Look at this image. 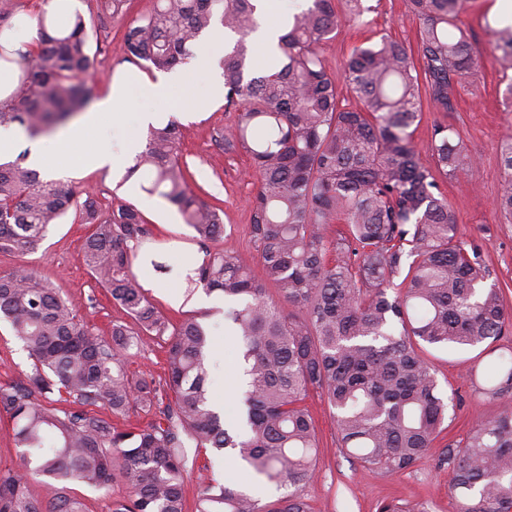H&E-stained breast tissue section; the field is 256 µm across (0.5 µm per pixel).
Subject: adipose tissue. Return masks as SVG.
<instances>
[{
  "mask_svg": "<svg viewBox=\"0 0 512 512\" xmlns=\"http://www.w3.org/2000/svg\"><path fill=\"white\" fill-rule=\"evenodd\" d=\"M128 90L124 83L111 81L107 91L93 108L84 112L80 120L69 127L53 141L55 162L62 169H103L120 168L121 164L144 147V134L150 125L155 124L158 115L150 109L137 114L138 129L130 133L119 147H112L107 134L102 129V120L110 112L126 104ZM83 142L81 152H74L76 142Z\"/></svg>",
  "mask_w": 512,
  "mask_h": 512,
  "instance_id": "1",
  "label": "adipose tissue"
}]
</instances>
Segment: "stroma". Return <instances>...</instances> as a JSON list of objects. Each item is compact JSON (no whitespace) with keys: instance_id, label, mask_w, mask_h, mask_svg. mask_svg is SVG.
Returning a JSON list of instances; mask_svg holds the SVG:
<instances>
[{"instance_id":"stroma-1","label":"stroma","mask_w":512,"mask_h":512,"mask_svg":"<svg viewBox=\"0 0 512 512\" xmlns=\"http://www.w3.org/2000/svg\"><path fill=\"white\" fill-rule=\"evenodd\" d=\"M102 2L74 0L72 5L73 10L83 15L92 43L101 47L95 56L96 92L104 94L110 78L119 73H131L139 79L130 90V105L121 114L106 117L110 136L116 142L126 137L136 124L137 112L146 107L160 112L162 121H176L182 133L180 156L191 173V189L217 198L224 210L222 247L233 249L243 264L257 267L258 253L249 235L250 201L258 189L252 162L247 154L224 152L216 143L218 135L230 133L236 121L235 112L225 109L223 99L209 94V72L198 66L182 68L181 82L171 86L163 96L149 95L141 83L153 80L154 75L126 60L121 32L133 19L150 10L154 0H130L127 12L118 15L104 11ZM490 2L468 0L461 16L478 59L477 72L465 78L454 111L425 110L413 133V141L422 162L428 165L432 159L427 145L434 124H451L460 131L476 166L469 175L441 179V188L455 212L463 239L482 243L490 279L504 289L507 302L512 305V223L495 208L503 179L499 145L512 139V112L503 111L500 106L503 87L495 63L494 40L484 21ZM368 19V27L360 29L348 18H341L335 37L322 45L321 56L335 77H342L353 47L373 33L387 32L407 44H415L419 21L411 12L408 0H380L378 10L369 14ZM43 172L50 178L86 188L105 207L119 200L141 205L146 198L139 181L118 180L106 169L62 172L48 164ZM142 213L152 224L154 235L136 245V253L155 252L176 266L181 263L185 250H198L192 230L164 199H156L154 207H143ZM91 231V225L66 218L52 226L38 251L24 256L0 252V274L22 263L34 267L41 276L55 283L81 316L106 334L113 321L124 322L128 316L85 266L83 245ZM156 279V288L148 290L147 295L171 320H179L187 313L204 312L210 323L223 324V306L206 308L192 297L181 305H172L167 299L168 275L160 273ZM214 355L209 395L212 402L223 406L224 416L230 420L236 414L239 396L234 338L219 335ZM426 357L436 373L441 394L457 393L460 401L449 408L445 429L427 457L398 475L362 468L341 448L333 410L326 397L315 392L309 395L306 405L314 418L320 448L316 475L304 489L313 512H377L381 501L391 499L420 503L425 512H456L451 474L448 469L438 467L437 459L445 445L462 440L477 419L496 414V406L477 396L470 380L471 368L485 366L488 359L475 349L447 347L428 348ZM30 365L28 354L15 338L9 322L1 318L0 384L15 380ZM243 471V466L231 456L210 451L199 453L192 470L185 475L187 501H195L208 474L236 480Z\"/></svg>"}]
</instances>
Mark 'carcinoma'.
I'll use <instances>...</instances> for the list:
<instances>
[{"instance_id":"carcinoma-1","label":"carcinoma","mask_w":512,"mask_h":512,"mask_svg":"<svg viewBox=\"0 0 512 512\" xmlns=\"http://www.w3.org/2000/svg\"><path fill=\"white\" fill-rule=\"evenodd\" d=\"M410 3L416 48L382 33L351 51L345 84L356 108L338 99L320 54L337 30L336 0H305L288 13L273 68L255 60L256 0H156L123 31L126 59L150 72L187 63L217 23L229 38L220 65L225 108L237 121L219 145L248 154L259 179L250 201L259 274L235 251L210 249L224 238L222 209L189 189L174 122L148 130L126 178L148 174L141 189L175 206L205 249L196 282L224 297L247 377L235 423L208 400V328L193 314L171 322L135 275L133 244L152 234L142 212L122 201L105 210L93 194L46 179L23 155L0 162V251L34 252L49 226L74 214L93 225L83 248L91 276L140 328L116 322L101 336L36 269L22 264L0 275V314L32 360L30 371L0 385V411L18 448L15 468L0 473V512H86L67 485L106 490L116 480L127 496L112 501L111 512H188L191 443L228 452L288 489L262 506L236 484L209 482L193 512H312L303 491L316 474L319 440L308 393L326 396L342 446L362 468L404 473L426 457L448 410L426 345L481 347L493 358L473 386L497 413L444 448L437 465L452 473L458 512H512V347L498 344L512 311L487 283L483 246L461 240L436 178L466 174L474 160L449 125H434L432 168L412 140L424 106L453 109L456 85L477 59L460 26L465 0ZM376 9L344 0L360 25ZM485 25L506 75L512 24ZM49 26L40 23L35 51L19 53L23 78L0 104V125L17 124L32 140L84 110L94 89L82 15L51 33ZM499 158L495 208L511 218V140ZM338 221L347 232L331 238L327 228ZM153 339L166 345L161 381L128 369L132 350ZM135 412L150 421L120 429L109 419ZM37 479L42 497L29 492Z\"/></svg>"}]
</instances>
